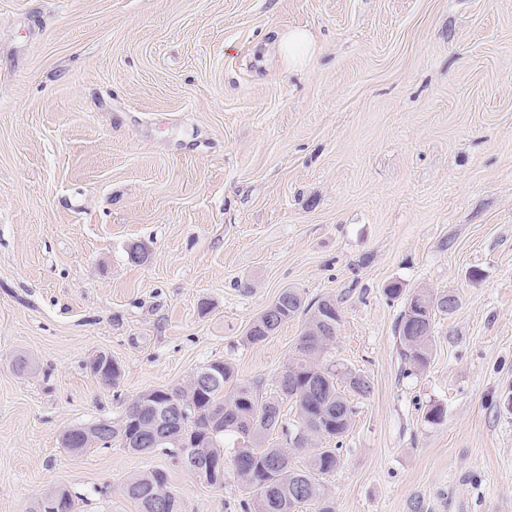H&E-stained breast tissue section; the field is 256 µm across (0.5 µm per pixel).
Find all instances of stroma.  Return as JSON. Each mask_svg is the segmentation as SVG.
I'll return each instance as SVG.
<instances>
[{
  "mask_svg": "<svg viewBox=\"0 0 512 512\" xmlns=\"http://www.w3.org/2000/svg\"><path fill=\"white\" fill-rule=\"evenodd\" d=\"M289 287L335 298L332 357L372 386L319 478L334 512H512V0H0V512H140L152 469L185 512H240L233 438L211 486L62 437L215 360L272 394L307 318L245 336ZM422 291L458 306L417 370ZM283 54L291 67H299L310 59L314 44L309 32L291 29L281 36ZM448 292L440 294H415L405 298L399 322V341L403 355L415 369H423L432 355V328L436 312L449 313ZM164 488L168 493H164ZM127 496L139 503L141 512H158L156 501L164 496L169 502L165 512H184L182 499L168 487L167 474L161 470H150L127 483ZM167 495V496H166Z\"/></svg>",
  "mask_w": 512,
  "mask_h": 512,
  "instance_id": "stroma-1",
  "label": "stroma"
}]
</instances>
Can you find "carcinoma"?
<instances>
[{"mask_svg": "<svg viewBox=\"0 0 512 512\" xmlns=\"http://www.w3.org/2000/svg\"><path fill=\"white\" fill-rule=\"evenodd\" d=\"M448 312V294H415L406 298L399 322V341L403 355L415 369H423L432 355V328L436 313ZM308 315L307 326L295 352L278 377V391L264 396L254 382L235 377L227 362L215 361L200 371L217 379L198 390L187 386L171 390L182 404L164 434L155 429L153 397L149 390L135 399L123 419L95 443L108 447L118 442L130 452L146 454L157 448L176 454L188 446L204 456H224V437H235L234 466L246 486L256 492V512H296L298 505L318 501L319 512H333L319 482L321 474L336 469L337 449L328 444L339 441L350 428L354 407L346 391L360 396L370 394V381L341 363L327 359L339 321L336 300L320 298L304 301L295 288L283 289L256 318L247 332L250 344L265 341L279 327L299 314ZM105 385H113L121 375L118 363L103 365L96 372ZM288 398L297 405L294 422L282 419L279 401ZM211 419L220 427L206 433L201 422ZM286 443L270 442L277 431ZM307 453L305 465L293 464V456ZM127 496L138 502L141 512H156V501L165 497V512H184L182 499L168 489L167 474L150 470L127 483Z\"/></svg>", "mask_w": 512, "mask_h": 512, "instance_id": "1", "label": "carcinoma"}]
</instances>
